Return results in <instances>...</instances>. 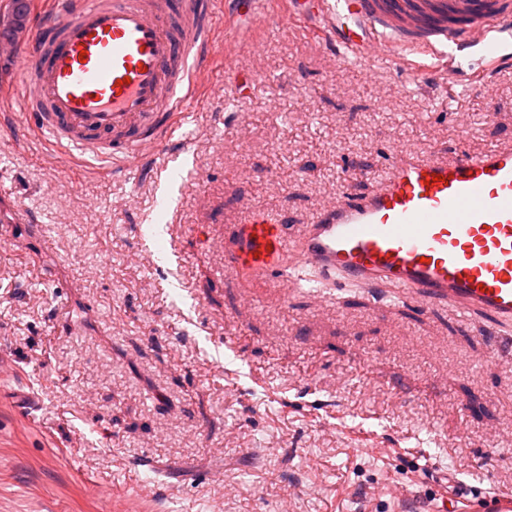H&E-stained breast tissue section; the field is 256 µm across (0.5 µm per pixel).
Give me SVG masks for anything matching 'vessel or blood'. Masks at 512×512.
Wrapping results in <instances>:
<instances>
[{
	"mask_svg": "<svg viewBox=\"0 0 512 512\" xmlns=\"http://www.w3.org/2000/svg\"><path fill=\"white\" fill-rule=\"evenodd\" d=\"M215 0H50L20 61L21 111L72 161L165 164L174 128L196 102L215 56ZM247 15L316 34L338 58L417 72L414 57L465 78L478 51L482 77L512 68V0H225ZM341 282L390 284L421 304L445 300L512 326V143L450 157L392 154L368 191H339L287 236L281 220L243 216L224 238L226 275L276 282L288 252Z\"/></svg>",
	"mask_w": 512,
	"mask_h": 512,
	"instance_id": "b4317fda",
	"label": "vessel or blood"
}]
</instances>
